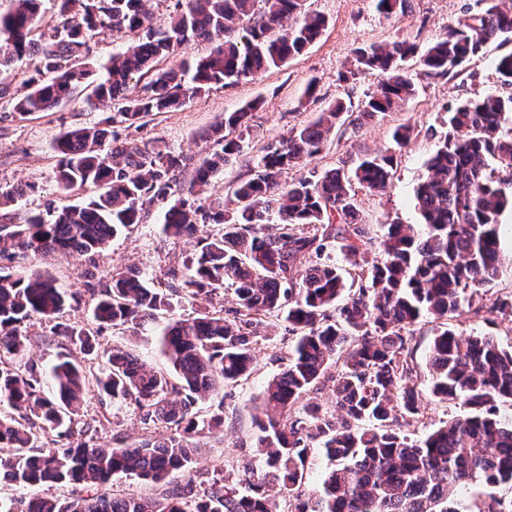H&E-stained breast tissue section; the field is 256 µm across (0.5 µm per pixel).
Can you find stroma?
Masks as SVG:
<instances>
[{"instance_id":"obj_1","label":"stroma","mask_w":512,"mask_h":512,"mask_svg":"<svg viewBox=\"0 0 512 512\" xmlns=\"http://www.w3.org/2000/svg\"><path fill=\"white\" fill-rule=\"evenodd\" d=\"M308 5L327 17L328 26L320 39L300 56L256 78L215 87L177 111L157 115L152 123L140 130L121 129V137L130 142L158 137L175 151L197 157L209 150L208 144L200 140V132L224 113L235 111L253 99H262L261 108L254 114L253 138L212 183V192L228 193L233 182L246 175L251 157L266 142L286 136L292 128L308 124L336 100L351 99L354 109H361L368 96L377 91L383 77L376 73L363 74L357 79L343 81V74L354 64L357 49L402 40L426 48L441 36L448 24L480 12L485 3L484 0H408L405 11L389 18L378 12L376 0H308ZM508 52H512V42H489L478 55L446 76L426 74L418 57L406 59L402 67L411 74L416 93L405 108L382 118H362L345 123L337 129L332 143L314 158L311 167L288 171V178L309 175L314 168L342 166L349 169L367 155L391 151L394 168L387 191L373 194L362 190L358 193L362 222L376 234L381 233L384 224L393 220L417 223L414 189L427 173L426 162L438 140L448 131V107L462 100L512 94V85L504 82L496 69L498 57ZM32 70V61L25 60L0 73V88L8 90L7 96L0 98V184L14 186L39 182L41 193L23 201L26 209L39 211L50 201L63 207L85 199V192L67 193L58 188L54 178L56 160L50 145L65 128L93 125L109 117L110 111L89 108L85 95L81 94L52 111L21 117L14 112L12 100L23 92L24 82ZM401 124L413 125L415 134L404 148L399 149L394 144L393 133ZM157 218V210H150L142 223L119 231L98 259V277L132 268L163 283L169 270L181 268L185 257L194 251L195 243L165 236ZM498 222L504 229L501 248L506 264L493 283L480 289L475 298L479 304L512 297L511 207L500 212ZM21 263L36 272L50 270L60 286L75 296L55 321L35 319L30 322L27 360L46 367L57 354L68 351L83 367L97 371L105 368L103 357L71 351L68 338L57 335L54 329L58 322L85 324L89 321L94 299L87 290L84 261L63 254L47 258L30 254L23 257ZM194 310L191 302L176 297L171 307L160 313L158 320L106 328L97 341L103 348H128L143 360L163 368L167 361L158 344L160 323L191 316ZM448 326L462 336L481 333L494 336L505 345L512 343V320L505 317L487 318L466 308L455 314ZM273 334V340L258 342L252 373L224 387V413L239 416L240 425L221 436L200 437L201 452L193 468L172 473L169 477L172 485L186 484L201 472L212 473L227 459L243 468L251 464L252 456L247 447L255 434L251 421L253 408L261 403L267 380L279 371L282 357L288 354L289 340L284 328L276 327ZM415 334V382L423 392V404L407 430L423 436L444 421L464 415L465 409L458 401H440L430 393L431 320L417 324ZM82 411L86 417L95 419L99 437L107 442L116 433L132 443L151 438L155 432L154 426L142 422L133 405L102 402L94 387L88 389Z\"/></svg>"}]
</instances>
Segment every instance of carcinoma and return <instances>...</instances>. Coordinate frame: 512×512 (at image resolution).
<instances>
[{
  "instance_id": "obj_1",
  "label": "carcinoma",
  "mask_w": 512,
  "mask_h": 512,
  "mask_svg": "<svg viewBox=\"0 0 512 512\" xmlns=\"http://www.w3.org/2000/svg\"><path fill=\"white\" fill-rule=\"evenodd\" d=\"M50 18L43 0H12L0 11V70L36 59L35 76L14 102L22 116L50 112L76 92L91 89L87 104L109 106L127 128L168 112L212 87L255 77L301 54L327 26L306 0H176L164 26L154 25L147 0H56ZM484 11L448 25L420 57L424 71L447 75L491 40H512V10L485 0ZM128 30L138 40L100 69L90 62L91 43L103 30ZM195 40L214 43L199 59L175 56ZM414 52L404 42L372 45L355 53L356 69L344 80L370 72L386 75L365 103V118L404 107L415 93L400 62ZM250 102L201 132L213 144L194 160L160 138L121 139L105 120L69 128L56 137L59 189L95 186L88 200L33 214L23 191L0 186V475L24 493L4 499L0 512H278L276 495L297 501L296 512H466L461 488L512 485V417L499 404L512 402V345L492 336L467 338L448 328V317L473 305L478 289L499 275L504 257L497 217L512 193V96L465 100L447 109L449 131L427 162L415 209L422 223L385 225L369 236L361 223L357 190L382 192L392 178L394 156H366L354 169L284 174L320 154L331 132L352 112L336 102L314 121L266 144L247 177L224 197L201 203L184 195L182 178L203 193L224 172L228 157L243 151L253 134ZM164 204L160 224L172 238L193 236L200 225L221 231L202 240L183 269L168 272L156 288L140 275L112 274L92 282L97 330L154 319L177 296L201 303L191 318L161 327L164 372L123 348L103 350L107 368L90 375L70 355L40 371L24 362L27 324L50 320L67 304L53 274H30L12 264L30 252L68 254L96 267V257L120 228L139 224ZM378 250L358 276L331 256L339 250L354 267L367 247ZM229 286L235 306L210 309ZM476 310L512 316V299ZM436 323L430 342L432 395L471 409L420 437L400 429L399 419L418 414L422 393L413 382L414 326ZM288 323L291 344L283 369L264 391L253 416L256 474L190 481L168 487L169 475L188 468L200 451L191 442L203 431L224 432V401L200 417V404L221 396L227 383L251 374L254 346L269 340V319ZM85 355L95 334L82 326L62 328ZM331 376L336 411L304 402ZM175 375L178 382L170 380ZM50 381L55 393L44 392ZM112 400L129 401L142 422L159 429L144 441L98 443L94 420L81 414L89 383ZM328 465L320 485L304 490L309 450ZM123 474L163 486L159 498L97 490ZM79 484L95 490L73 497L28 493L35 487Z\"/></svg>"
}]
</instances>
